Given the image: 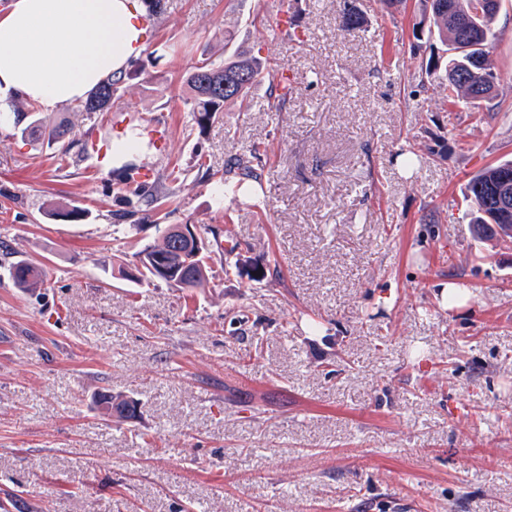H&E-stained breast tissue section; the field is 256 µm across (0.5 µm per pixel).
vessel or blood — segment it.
Wrapping results in <instances>:
<instances>
[{
    "label": "vessel or blood",
    "instance_id": "obj_1",
    "mask_svg": "<svg viewBox=\"0 0 512 512\" xmlns=\"http://www.w3.org/2000/svg\"><path fill=\"white\" fill-rule=\"evenodd\" d=\"M135 133L138 140L149 143L150 151L146 163L132 172L131 179L138 184L150 183L156 172L157 163L163 161L169 150L170 130L165 121L144 123L135 112L116 111L109 117V134L100 136L96 130H88L83 136L85 155L93 170L103 169L112 157L115 140L127 133Z\"/></svg>",
    "mask_w": 512,
    "mask_h": 512
}]
</instances>
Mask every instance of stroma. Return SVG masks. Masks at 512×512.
I'll return each instance as SVG.
<instances>
[{
	"label": "stroma",
	"instance_id": "obj_1",
	"mask_svg": "<svg viewBox=\"0 0 512 512\" xmlns=\"http://www.w3.org/2000/svg\"><path fill=\"white\" fill-rule=\"evenodd\" d=\"M352 6L366 22L345 32ZM288 16L300 44L282 40L272 0H168L147 16L149 74L126 73L114 106L164 117L155 179L182 169L172 198L0 127V253L46 280L25 291L0 268V512H512V242L474 239L463 198L471 175L512 159V0L477 112L443 103L434 77L413 92L431 53L413 9L288 0ZM252 48L285 67V110L266 111L260 86L191 129L187 71ZM19 107L77 138L108 132L102 113ZM253 143L267 156L252 194L215 203L216 177ZM61 205L86 215L54 216ZM129 210L230 233L241 273L192 305L131 286L114 256L155 232L116 239ZM450 284L465 294L454 309ZM105 390L138 399L137 417H101Z\"/></svg>",
	"mask_w": 512,
	"mask_h": 512
}]
</instances>
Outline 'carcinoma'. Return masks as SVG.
Listing matches in <instances>:
<instances>
[{"label":"carcinoma","mask_w":512,"mask_h":512,"mask_svg":"<svg viewBox=\"0 0 512 512\" xmlns=\"http://www.w3.org/2000/svg\"><path fill=\"white\" fill-rule=\"evenodd\" d=\"M418 20L412 25V36L422 35L437 39L443 46L442 54L431 56L420 62L419 75L432 76L446 82L448 102L461 98L476 107L493 99L495 76L486 64L487 46L495 38L492 28L500 9L501 0H415ZM365 18L360 10L352 7L343 13L340 26L354 30L363 25ZM265 84L270 89L267 111L280 112L288 100V75L286 71L273 68L260 54L252 50H241L222 60L202 58L191 67L185 78L188 96L185 104L192 112L191 120L202 128L228 102H245L252 89ZM117 91L116 80L109 78L88 98L80 102L79 112H104L112 107V97ZM71 127L60 123L44 128L38 120H32L20 129L23 137L38 138L49 144H62V155H67ZM263 153L253 144L242 147L219 182L231 185L233 178L257 176L256 166L262 164ZM512 169V160L488 165L473 174L466 185L465 198L469 202L472 234L479 241H489L498 235L495 226H512V213L504 215L497 208L493 188L502 186L504 169ZM158 237L153 244L140 251L141 267L130 282L137 286L160 281L157 265L171 271L169 287L194 293L206 286L212 278L210 262L218 260L224 271L232 269L229 258L240 255V243L232 236L213 239L196 247L169 232L168 228L156 225ZM8 271L19 288H36L43 284L40 269L28 259H17L8 263ZM94 406L116 422L135 418L138 402L133 399L117 400L108 392L98 394Z\"/></svg>","instance_id":"obj_1"}]
</instances>
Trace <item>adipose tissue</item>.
I'll return each instance as SVG.
<instances>
[{
    "label": "adipose tissue",
    "instance_id": "ef3b65f1",
    "mask_svg": "<svg viewBox=\"0 0 512 512\" xmlns=\"http://www.w3.org/2000/svg\"><path fill=\"white\" fill-rule=\"evenodd\" d=\"M142 0H12L0 15V90L51 111L123 74L144 49Z\"/></svg>",
    "mask_w": 512,
    "mask_h": 512
}]
</instances>
